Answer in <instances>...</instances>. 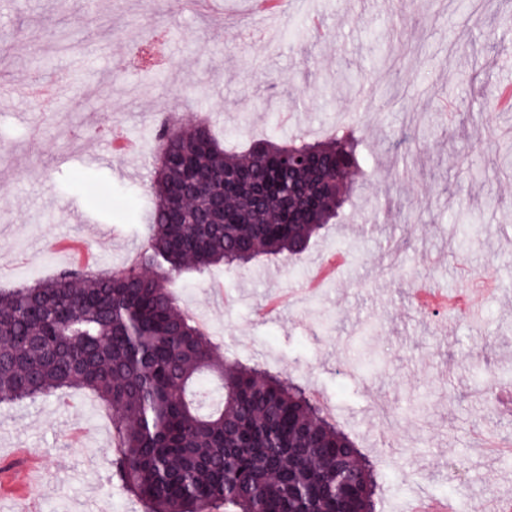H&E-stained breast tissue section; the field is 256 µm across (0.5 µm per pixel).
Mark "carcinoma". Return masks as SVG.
<instances>
[{
	"label": "carcinoma",
	"instance_id": "cac0c4a2",
	"mask_svg": "<svg viewBox=\"0 0 512 512\" xmlns=\"http://www.w3.org/2000/svg\"><path fill=\"white\" fill-rule=\"evenodd\" d=\"M151 137L137 257L0 291V402L93 395L112 410L110 479L146 512H380L351 435L290 377L220 353L172 294L185 273L305 253L356 192L360 131L234 143L164 119Z\"/></svg>",
	"mask_w": 512,
	"mask_h": 512
}]
</instances>
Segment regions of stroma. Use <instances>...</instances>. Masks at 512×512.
Here are the masks:
<instances>
[{"label":"stroma","instance_id":"35a3bbf8","mask_svg":"<svg viewBox=\"0 0 512 512\" xmlns=\"http://www.w3.org/2000/svg\"><path fill=\"white\" fill-rule=\"evenodd\" d=\"M323 15L320 40L284 41L293 21ZM512 0H293L273 30L249 18V0L207 11L174 0H0V83L63 72L70 95L53 112L17 100L0 107V289L65 269L56 239L96 250V267L127 265L144 242L135 219L152 170L149 139L162 107L203 117L222 134L320 135L361 127L379 169L356 211L330 225L294 262L261 260L187 275L179 304L206 313L227 355L323 390L382 478V512H405L418 493L489 512L512 498V462L488 459L474 432L512 439V412L475 392L512 368V112H486L484 96L512 82L502 51ZM351 76L347 91L340 74ZM139 139L134 156L102 159L101 127ZM494 137H487V130ZM481 235L458 253L455 227ZM356 242L340 276L308 301L291 289L305 266ZM496 277L470 320L412 312V274L455 291L463 272ZM282 310L260 319L271 294ZM373 358V372L352 370ZM112 413L77 391L0 404V512H21L28 457L46 512H143L109 479Z\"/></svg>","mask_w":512,"mask_h":512}]
</instances>
